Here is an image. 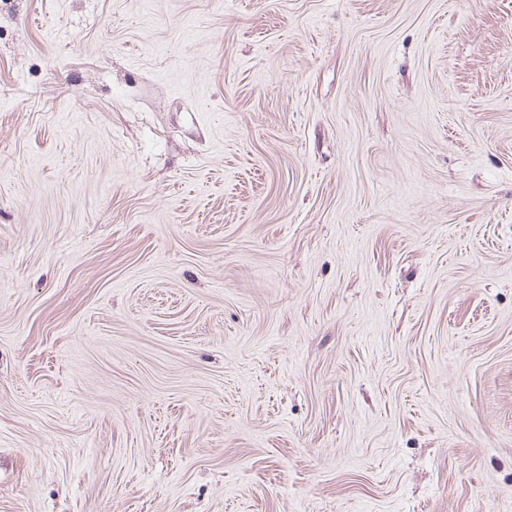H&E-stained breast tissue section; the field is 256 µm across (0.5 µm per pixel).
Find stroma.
Listing matches in <instances>:
<instances>
[{"instance_id":"obj_1","label":"stroma","mask_w":512,"mask_h":512,"mask_svg":"<svg viewBox=\"0 0 512 512\" xmlns=\"http://www.w3.org/2000/svg\"><path fill=\"white\" fill-rule=\"evenodd\" d=\"M0 512H512V0H0Z\"/></svg>"}]
</instances>
